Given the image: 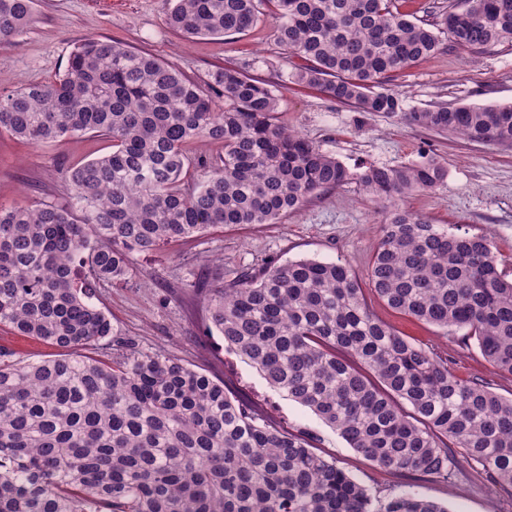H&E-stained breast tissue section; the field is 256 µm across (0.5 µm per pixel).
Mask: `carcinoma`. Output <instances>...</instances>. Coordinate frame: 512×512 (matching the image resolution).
Here are the masks:
<instances>
[{
  "label": "carcinoma",
  "instance_id": "cac0c4a2",
  "mask_svg": "<svg viewBox=\"0 0 512 512\" xmlns=\"http://www.w3.org/2000/svg\"><path fill=\"white\" fill-rule=\"evenodd\" d=\"M277 42L304 66L286 80L360 112L512 149V104L406 112L383 84L441 45L396 0H273ZM262 0H173L187 38L250 28ZM34 0H0V43ZM449 41L512 44V0H448ZM273 86L219 67L200 83L120 42L88 37L62 77L0 94V133L26 143L81 134L112 150L69 167L66 207L0 209V327L65 351L23 359L0 346V512H451L370 490L308 439L171 355L114 337L94 288L130 279V255L215 226L275 224L351 173L279 123ZM209 141L224 155L196 154ZM446 170L369 167L380 200L436 187ZM301 259L212 270L209 329L274 389L381 469L456 484L461 464L512 493V398L462 379L434 348L379 318L377 299L512 375V280L485 235L395 206L368 263Z\"/></svg>",
  "mask_w": 512,
  "mask_h": 512
}]
</instances>
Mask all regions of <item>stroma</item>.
Listing matches in <instances>:
<instances>
[{
	"label": "stroma",
	"instance_id": "obj_1",
	"mask_svg": "<svg viewBox=\"0 0 512 512\" xmlns=\"http://www.w3.org/2000/svg\"><path fill=\"white\" fill-rule=\"evenodd\" d=\"M171 0H35L32 20L12 45H0V93L61 76L74 44L90 35L122 41L174 64L186 76L206 79L219 67L238 66L277 88L281 122L341 161L351 173L369 167L419 164L434 158L446 171L436 187L405 199V206L434 224L487 234L506 274L512 275V150L454 135L406 126L376 112H359L320 92L282 84L292 65L274 39L278 24L269 6L259 21L230 37L189 39L165 23ZM388 89L405 111L444 102L512 103V46L473 54L444 42L428 60L403 71ZM108 139L92 134L29 145L0 134V207L53 201L64 205L67 168L108 152ZM391 202L366 193L357 181L312 198L277 224L214 227L200 236L131 257L133 275L121 286L102 285L95 303L124 340L148 354L173 355L184 364L224 380L238 396L273 416L286 430L303 432L316 452L338 465L373 495L411 491L448 504L451 512H512V494L463 475L455 489L414 480L372 466L341 435L308 408L271 388L260 371L228 351L208 329L204 298L195 284L208 282L211 258L225 268L258 269L271 260L340 261L365 275L370 249ZM379 317L415 341L440 348L461 378L484 377L494 391L512 398V376L490 374L476 347L445 339L427 324L375 304Z\"/></svg>",
	"mask_w": 512,
	"mask_h": 512
}]
</instances>
